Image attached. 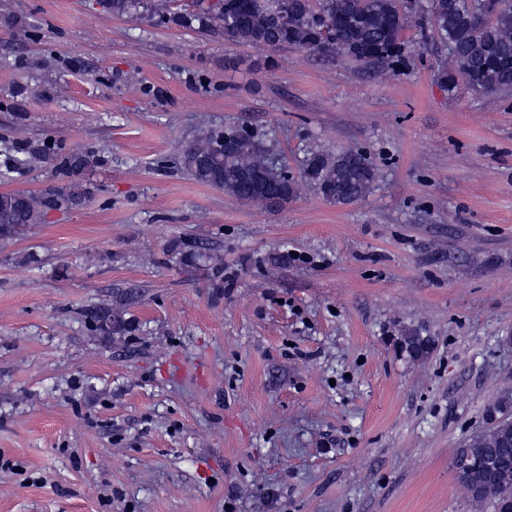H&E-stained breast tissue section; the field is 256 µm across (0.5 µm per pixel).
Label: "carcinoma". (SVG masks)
<instances>
[{
    "label": "carcinoma",
    "instance_id": "1",
    "mask_svg": "<svg viewBox=\"0 0 512 512\" xmlns=\"http://www.w3.org/2000/svg\"><path fill=\"white\" fill-rule=\"evenodd\" d=\"M114 15L140 14L160 24L220 29L236 45L271 50L295 48L323 57L339 55L376 71L399 61L405 50V31L416 22L419 0H282L278 6L255 0H224V11L180 15L169 0H105ZM439 38L448 45L453 66L441 65L435 79L452 92L458 84L489 98L512 93V0H429L427 9ZM232 149L224 151V144ZM13 167L27 163L25 155L53 164L71 176L94 161V155L62 154L51 145L40 151L13 148ZM175 164L194 180L222 189L242 202L280 207L304 187L316 189L339 205L362 199L378 175L371 156L360 149L340 153H309L299 175L271 158L246 125L233 130H198L180 146ZM79 194L48 190L19 198L0 193V230L11 236L29 224H40L47 211L75 204ZM471 471L455 479L477 504L492 501L495 512H512V419L504 417L470 438L463 448ZM492 460V470L479 465Z\"/></svg>",
    "mask_w": 512,
    "mask_h": 512
}]
</instances>
